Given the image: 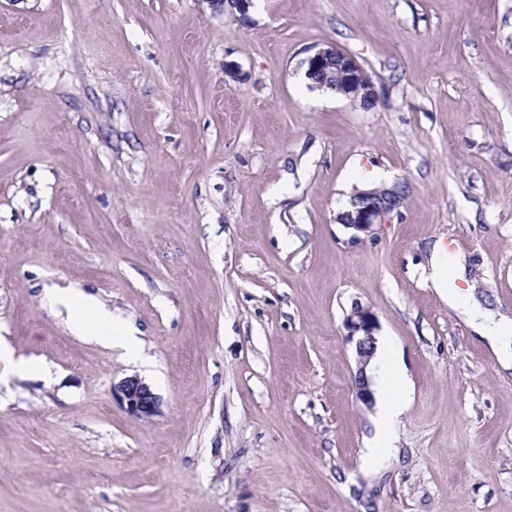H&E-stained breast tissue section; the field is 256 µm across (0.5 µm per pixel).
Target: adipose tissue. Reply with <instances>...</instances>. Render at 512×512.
I'll list each match as a JSON object with an SVG mask.
<instances>
[{
  "label": "adipose tissue",
  "mask_w": 512,
  "mask_h": 512,
  "mask_svg": "<svg viewBox=\"0 0 512 512\" xmlns=\"http://www.w3.org/2000/svg\"><path fill=\"white\" fill-rule=\"evenodd\" d=\"M427 280L449 307L463 316L473 331L486 341L496 355L501 369L512 371V352L506 346V339L512 334V319L495 314L490 308L450 290L446 252L441 245L433 247ZM47 296L53 303L65 309L75 334L90 337L107 348L122 346L130 357L138 356L139 341L133 332L116 324L111 312L97 303L93 296L73 288H53L48 291ZM402 408L403 404L398 399L381 404L374 421L375 435L365 453L368 461H380L392 452L394 443L388 429Z\"/></svg>",
  "instance_id": "adipose-tissue-1"
}]
</instances>
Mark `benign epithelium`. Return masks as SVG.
I'll return each instance as SVG.
<instances>
[{"label":"benign epithelium","mask_w":512,"mask_h":512,"mask_svg":"<svg viewBox=\"0 0 512 512\" xmlns=\"http://www.w3.org/2000/svg\"><path fill=\"white\" fill-rule=\"evenodd\" d=\"M306 77L318 88L342 85L345 97L353 102L360 99L376 102L372 80L362 65L350 53L334 44H325L307 57ZM399 194L391 189L385 196L375 197L363 190L349 199L346 210L336 216L337 223L351 233V240L361 241L375 235L376 227L388 223L393 214L399 212ZM346 341L354 346L357 373L354 377L356 398L365 405H372L374 392L366 369L377 350L376 333L379 322L371 308L354 304L345 319ZM117 392L127 411L138 417L153 415L158 406V398L148 384L133 376L124 379Z\"/></svg>","instance_id":"1"}]
</instances>
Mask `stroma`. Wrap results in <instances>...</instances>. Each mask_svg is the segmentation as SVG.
<instances>
[{"mask_svg":"<svg viewBox=\"0 0 512 512\" xmlns=\"http://www.w3.org/2000/svg\"><path fill=\"white\" fill-rule=\"evenodd\" d=\"M326 42L371 109L307 79ZM378 173L407 197L351 240ZM438 240L512 318V0H0V342L47 370L0 360V512H512V374L426 283ZM68 286L140 360L71 332ZM357 303L373 390L409 382L373 466ZM400 208L399 194L391 188L387 195L379 198L363 190L349 199L346 210L336 216V221L351 233V240L361 241L373 237L376 227L388 223ZM346 341L354 346L357 373L354 377L356 398L363 404L371 406L374 392L366 369L377 350V331L379 322L376 314L368 306L354 304L345 319ZM116 391L127 411L138 417L152 416L158 406V398L148 384L138 377H128Z\"/></svg>","mask_w":512,"mask_h":512,"instance_id":"1","label":"stroma"}]
</instances>
